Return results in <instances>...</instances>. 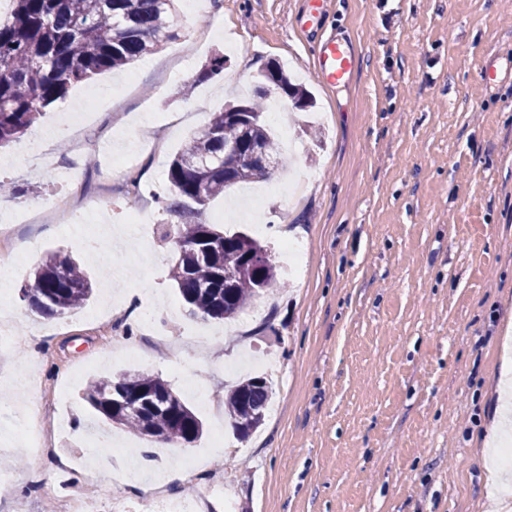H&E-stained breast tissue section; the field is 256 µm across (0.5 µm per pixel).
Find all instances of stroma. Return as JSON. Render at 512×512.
Wrapping results in <instances>:
<instances>
[{"label":"stroma","mask_w":512,"mask_h":512,"mask_svg":"<svg viewBox=\"0 0 512 512\" xmlns=\"http://www.w3.org/2000/svg\"><path fill=\"white\" fill-rule=\"evenodd\" d=\"M349 31L358 62L348 87H328L315 69L305 22ZM182 34L134 67L73 86L48 107L35 131L58 128L66 112L95 115L82 127V155L48 141L58 168L80 183L98 177L125 151L136 119L171 124L139 149L130 176L114 181L98 249L121 251L109 227L125 225L131 204L146 210L156 261L136 279H111L86 242L51 215L64 193L56 175L36 173L25 141L0 151V177L26 186L0 209L24 213L15 244L24 266L0 314L20 313L15 342L0 344V377L60 388L61 413L79 425L109 428L123 449L99 448L102 497L127 512L147 499L125 484L129 458L149 451L157 466L170 450L107 427L83 400L91 379L119 371L159 376L203 422L185 455L198 461L192 488L209 512H491L512 493V477L490 482V442L505 340H512V0H204L182 11ZM224 73L194 77L213 52ZM279 62L316 98L314 114L279 98L265 112L290 179L303 183L270 195L254 216L241 186L207 208L227 213L225 230L265 241L284 287L257 311L224 323L189 316L162 241L168 216L165 171L189 134L225 100L252 90L261 69ZM194 81L188 99L176 86ZM125 109L109 113L102 95ZM301 228L306 252L287 269L281 252L287 224ZM80 260L94 292L79 310L46 319L22 309L18 289L47 254ZM130 296L136 308L167 315V350L151 344L128 310L105 308L106 293ZM112 322V340L97 333ZM273 365V402L263 425L235 447H215L224 396L249 369ZM0 512L28 501L57 512L40 492L57 470L34 448L0 449Z\"/></svg>","instance_id":"stroma-1"}]
</instances>
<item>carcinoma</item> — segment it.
<instances>
[{"mask_svg": "<svg viewBox=\"0 0 512 512\" xmlns=\"http://www.w3.org/2000/svg\"><path fill=\"white\" fill-rule=\"evenodd\" d=\"M10 18L0 21V147L24 135L44 109L68 89L107 71L121 69L179 37L178 0H12ZM224 54L211 56L195 81L224 72ZM276 83L294 107L312 105L305 89L275 65L260 72L250 120L223 108L190 136L169 162L170 216L162 239L178 258L170 279L189 315L202 320L236 317L256 298L279 286L268 247L241 231L229 232L204 221L207 204L231 186L270 176L282 166L280 151L263 120L262 83ZM261 149L271 165L224 159L228 144ZM93 286L79 262L51 254L35 267L21 289L28 307L45 317H62L80 308ZM272 395L269 380L250 377L230 389L224 409L243 437L264 422ZM83 399L107 422L137 434L185 448L202 433V422L161 378L123 372L89 383Z\"/></svg>", "mask_w": 512, "mask_h": 512, "instance_id": "obj_1", "label": "carcinoma"}]
</instances>
